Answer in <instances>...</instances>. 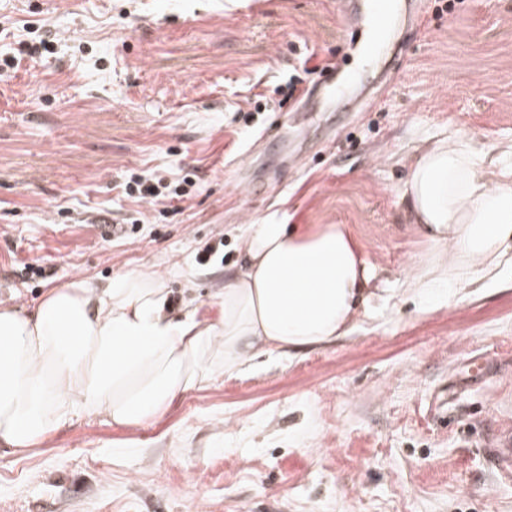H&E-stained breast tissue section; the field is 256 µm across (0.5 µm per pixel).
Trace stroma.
I'll use <instances>...</instances> for the list:
<instances>
[{
	"label": "stroma",
	"mask_w": 512,
	"mask_h": 512,
	"mask_svg": "<svg viewBox=\"0 0 512 512\" xmlns=\"http://www.w3.org/2000/svg\"><path fill=\"white\" fill-rule=\"evenodd\" d=\"M422 11L372 53L336 0H0V54L55 45L0 81V307L152 268L176 313L207 309L241 226L270 216L348 225L400 286L428 250L402 201L415 157L444 138L512 149V0ZM389 53L402 71L360 111ZM325 59L349 108L296 113L289 78L312 85ZM134 170L188 180L178 211L124 196ZM507 430L511 268L458 302L269 352L154 424L83 417L21 454L0 444V512H512V468L491 453Z\"/></svg>",
	"instance_id": "obj_1"
}]
</instances>
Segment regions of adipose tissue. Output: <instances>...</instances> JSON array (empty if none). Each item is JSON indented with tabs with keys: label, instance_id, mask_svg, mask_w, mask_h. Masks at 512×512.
<instances>
[{
	"label": "adipose tissue",
	"instance_id": "1",
	"mask_svg": "<svg viewBox=\"0 0 512 512\" xmlns=\"http://www.w3.org/2000/svg\"><path fill=\"white\" fill-rule=\"evenodd\" d=\"M499 167L489 182L488 167ZM402 198L431 252L403 298L451 302L495 285L512 262V170L464 139L412 163ZM242 263L214 312L175 314L164 280L130 272L96 288L49 289L32 309L0 308V443L23 453L74 420L123 427L163 417L181 394L272 350L299 353L352 334L386 299L344 224L266 221L242 229Z\"/></svg>",
	"mask_w": 512,
	"mask_h": 512
}]
</instances>
